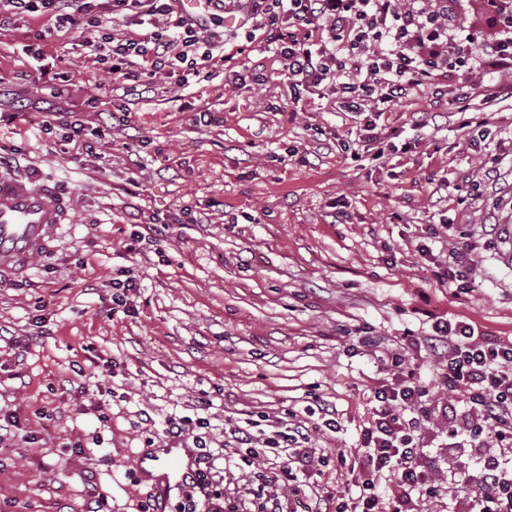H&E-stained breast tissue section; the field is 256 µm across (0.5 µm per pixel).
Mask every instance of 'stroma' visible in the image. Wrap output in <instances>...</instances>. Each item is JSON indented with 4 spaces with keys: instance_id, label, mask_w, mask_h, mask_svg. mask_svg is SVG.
Returning <instances> with one entry per match:
<instances>
[{
    "instance_id": "stroma-1",
    "label": "stroma",
    "mask_w": 512,
    "mask_h": 512,
    "mask_svg": "<svg viewBox=\"0 0 512 512\" xmlns=\"http://www.w3.org/2000/svg\"><path fill=\"white\" fill-rule=\"evenodd\" d=\"M21 14L0 29V146L7 175L38 173L71 203V222L25 275L0 287V512H175L188 489L158 496L163 462L139 473L132 449L164 447L170 418H208L202 434L225 506L250 512L255 470L224 444L226 419L304 411L317 457L315 490L278 485L284 512H323L351 493L339 456L357 454L375 388L395 382L388 354L419 367L440 400V360L427 342L448 314L512 340V100L460 90L489 137L471 143L457 112L432 94L410 97L389 126L415 149L376 159L350 117L321 91L274 111L286 88L263 42L241 47L238 67L263 75L240 86L220 60L210 77L166 92L124 95L77 27L49 38L47 71L72 72L53 104L86 129L85 142L42 129L45 92L22 51L38 30ZM97 99V108L86 105ZM130 112L129 123L113 120ZM141 164L138 186L127 170ZM497 167V184L483 180ZM170 227L167 238L159 225ZM141 240L136 255L125 246ZM428 246L420 255V246ZM476 247L481 263L456 290L437 274L450 251ZM134 264L133 310L112 312L113 281ZM380 336V348L359 344ZM121 366L108 370L106 360ZM135 392L145 416L130 425ZM335 431L323 430L325 418ZM421 465L446 484L459 456L448 421L422 424Z\"/></svg>"
}]
</instances>
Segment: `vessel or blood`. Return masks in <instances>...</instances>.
Masks as SVG:
<instances>
[{
    "label": "vessel or blood",
    "instance_id": "vessel-or-blood-1",
    "mask_svg": "<svg viewBox=\"0 0 512 512\" xmlns=\"http://www.w3.org/2000/svg\"><path fill=\"white\" fill-rule=\"evenodd\" d=\"M70 208L59 189L39 175H0V285L50 249Z\"/></svg>",
    "mask_w": 512,
    "mask_h": 512
}]
</instances>
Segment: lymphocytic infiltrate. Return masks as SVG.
I'll return each instance as SVG.
<instances>
[{"label": "lymphocytic infiltrate", "mask_w": 512, "mask_h": 512, "mask_svg": "<svg viewBox=\"0 0 512 512\" xmlns=\"http://www.w3.org/2000/svg\"><path fill=\"white\" fill-rule=\"evenodd\" d=\"M108 32L95 13V0H0V27L14 15L31 14L56 28L80 26L84 43L105 55L112 78L123 88H155L167 72L179 85L201 77L205 64L227 53L220 17L202 23L174 11L172 0H110ZM461 0H236L251 22L247 40L263 37L281 66L291 100L326 86L338 110L351 113L367 142L396 138L381 117L403 99L437 87L458 85L486 99L512 98V0H475L489 33L466 30ZM447 343L442 383L452 396L448 432L466 437L471 463L448 482L463 492V510L512 512V342L493 343L462 320L436 326ZM374 413L361 434L360 453L348 466L355 491L337 497L334 512H404L411 499L437 497L418 459L420 425L435 399L414 370H402L397 386L376 389ZM265 437L245 419L230 435L249 458L270 450L279 464L273 474L256 472L264 484L308 485L314 451L309 428L297 411L270 420ZM178 512H224L210 473L197 469Z\"/></svg>", "instance_id": "f902f5d3"}]
</instances>
